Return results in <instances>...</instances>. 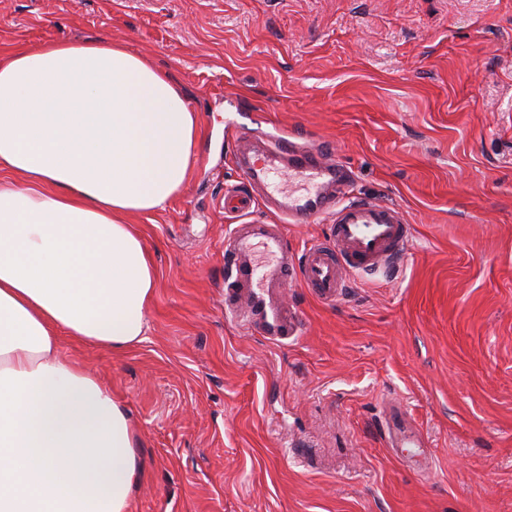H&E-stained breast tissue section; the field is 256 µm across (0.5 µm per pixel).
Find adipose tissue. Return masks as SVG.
Masks as SVG:
<instances>
[{
	"label": "adipose tissue",
	"instance_id": "adipose-tissue-1",
	"mask_svg": "<svg viewBox=\"0 0 512 512\" xmlns=\"http://www.w3.org/2000/svg\"><path fill=\"white\" fill-rule=\"evenodd\" d=\"M199 135L124 43L0 52V512H130V416L58 338L143 341L156 270L128 219L178 194Z\"/></svg>",
	"mask_w": 512,
	"mask_h": 512
}]
</instances>
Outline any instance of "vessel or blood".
Segmentation results:
<instances>
[{
	"instance_id": "b4317fda",
	"label": "vessel or blood",
	"mask_w": 512,
	"mask_h": 512,
	"mask_svg": "<svg viewBox=\"0 0 512 512\" xmlns=\"http://www.w3.org/2000/svg\"><path fill=\"white\" fill-rule=\"evenodd\" d=\"M244 180L224 194V210L249 214L259 192L275 190L276 180H299L301 193L275 198L279 221L262 233L236 225L225 242L224 258L230 285L250 287L246 308L236 317L248 326H261L264 334L279 341L295 336L297 325L270 291L287 287L292 278L322 303L332 304L342 295L352 274L397 262L408 252L411 226L396 208L366 199L341 203L327 195L332 185L344 181L342 166L328 148L300 150L282 139L267 143L261 158L239 157ZM330 217L328 238L314 240L297 255L290 254L283 225L315 224Z\"/></svg>"
}]
</instances>
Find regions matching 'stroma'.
Masks as SVG:
<instances>
[{
  "mask_svg": "<svg viewBox=\"0 0 512 512\" xmlns=\"http://www.w3.org/2000/svg\"><path fill=\"white\" fill-rule=\"evenodd\" d=\"M110 37L200 116L194 170L132 216L156 268L144 340L60 339L127 410L130 512H512V0H0V51ZM330 142L349 198L400 209L396 271L296 336L224 312L237 140ZM421 437L389 447L387 404Z\"/></svg>",
  "mask_w": 512,
  "mask_h": 512,
  "instance_id": "1",
  "label": "stroma"
}]
</instances>
